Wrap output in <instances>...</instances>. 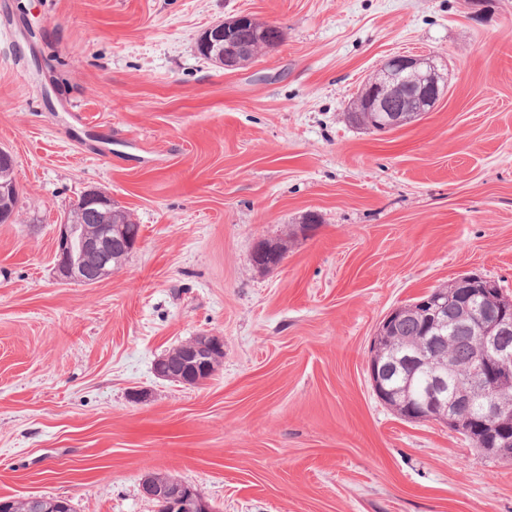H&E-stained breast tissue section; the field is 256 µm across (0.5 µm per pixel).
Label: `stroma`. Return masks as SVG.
Returning <instances> with one entry per match:
<instances>
[{
	"label": "stroma",
	"instance_id": "1",
	"mask_svg": "<svg viewBox=\"0 0 512 512\" xmlns=\"http://www.w3.org/2000/svg\"><path fill=\"white\" fill-rule=\"evenodd\" d=\"M241 13L281 43L202 58ZM403 53L447 94L387 134L349 123ZM0 149V496L156 512L160 472L215 512H512V460L403 419L368 374L392 308L463 273L512 299V0H0ZM89 189L141 243L85 287L54 239ZM200 335L224 342L210 379L155 375Z\"/></svg>",
	"mask_w": 512,
	"mask_h": 512
}]
</instances>
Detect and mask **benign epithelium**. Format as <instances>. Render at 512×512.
Wrapping results in <instances>:
<instances>
[{
  "mask_svg": "<svg viewBox=\"0 0 512 512\" xmlns=\"http://www.w3.org/2000/svg\"><path fill=\"white\" fill-rule=\"evenodd\" d=\"M247 33L255 42L269 41L275 27L256 28L248 14H240L216 23L204 32V45L226 69H233L247 55L249 45L241 37ZM445 83L437 68L426 57L393 55L382 63L378 76L372 78L361 94V106L354 111L371 112L376 119L373 130L385 133L397 122L404 110L426 112L440 98ZM112 196L97 189L85 191L79 205L99 213L101 224H75L65 217L56 225V271L59 278L81 285H96L112 274V251L126 257L141 240L140 229L133 224L112 222ZM284 252L259 243L253 261L263 269L278 267ZM448 290L438 289L420 296L416 302L424 314L432 335L428 344L446 343L447 337L433 332L445 326L443 315L448 297H453L465 314L484 313L474 336L475 361L459 368L447 354L431 360L420 349V342L406 345L414 360L429 366L428 382L422 391L411 388L396 390L390 386L396 360L395 344L390 336L392 325L403 307L392 309L381 321L373 338V356L369 364L372 388L388 406L410 421L433 420L449 429L463 432L476 449L487 456L512 457V346L502 337L512 331V303L496 298L495 281L475 273H465L452 281ZM182 367L171 368L167 359L156 362L157 375L165 380L197 385L209 379L224 356V342L217 336H197L179 346ZM144 494L162 503L168 512H214L212 505L191 485L167 474L147 476ZM67 503L55 497L31 496L0 498V512H66Z\"/></svg>",
  "mask_w": 512,
  "mask_h": 512,
  "instance_id": "obj_1",
  "label": "benign epithelium"
}]
</instances>
